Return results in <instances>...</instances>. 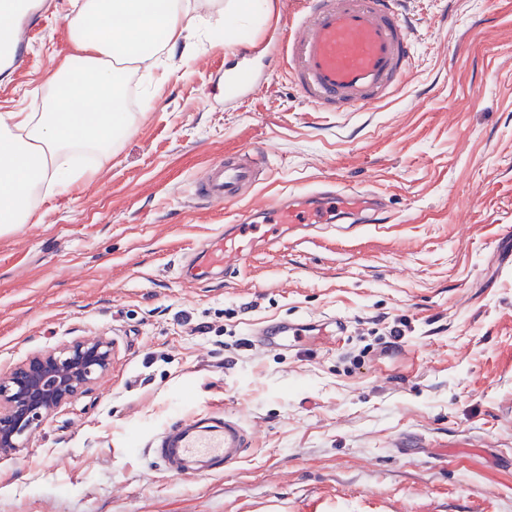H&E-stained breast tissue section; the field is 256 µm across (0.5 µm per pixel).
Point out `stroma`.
<instances>
[{
    "mask_svg": "<svg viewBox=\"0 0 512 512\" xmlns=\"http://www.w3.org/2000/svg\"><path fill=\"white\" fill-rule=\"evenodd\" d=\"M46 2L0 112L40 106L74 51L75 0ZM294 8L242 34L256 68ZM404 12L411 70L366 112L319 111L280 72L225 102L238 47L207 40L153 98L133 79L111 161L0 235V369L112 342L108 374L0 457V512H512V0ZM256 147L268 167L244 198H195L204 166ZM322 186L373 190L390 223L317 224L232 276L182 278L209 235ZM331 317L336 347L254 343L268 321ZM224 409L255 430L238 467L175 478L149 459L174 418Z\"/></svg>",
    "mask_w": 512,
    "mask_h": 512,
    "instance_id": "obj_1",
    "label": "stroma"
}]
</instances>
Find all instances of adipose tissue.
Instances as JSON below:
<instances>
[{
    "instance_id": "ef3b65f1",
    "label": "adipose tissue",
    "mask_w": 512,
    "mask_h": 512,
    "mask_svg": "<svg viewBox=\"0 0 512 512\" xmlns=\"http://www.w3.org/2000/svg\"><path fill=\"white\" fill-rule=\"evenodd\" d=\"M272 0H228L210 14L197 0H76L67 25L75 52L50 71L34 112H0V234L33 221L38 201L94 177L133 129L123 83L170 77L162 60L191 56L199 32L237 42L253 18L269 19Z\"/></svg>"
}]
</instances>
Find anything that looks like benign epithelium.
<instances>
[{
    "instance_id": "obj_1",
    "label": "benign epithelium",
    "mask_w": 512,
    "mask_h": 512,
    "mask_svg": "<svg viewBox=\"0 0 512 512\" xmlns=\"http://www.w3.org/2000/svg\"><path fill=\"white\" fill-rule=\"evenodd\" d=\"M111 363L112 343L90 336L0 371V454L28 447L45 421L95 384Z\"/></svg>"
}]
</instances>
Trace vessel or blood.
<instances>
[{
    "label": "vessel or blood",
    "instance_id": "vessel-or-blood-1",
    "mask_svg": "<svg viewBox=\"0 0 512 512\" xmlns=\"http://www.w3.org/2000/svg\"><path fill=\"white\" fill-rule=\"evenodd\" d=\"M256 50L243 45L241 65L224 75V98L251 95L264 81L251 62ZM271 58L283 59L290 81L309 104L326 112H364L394 97L414 60L403 0H298L287 23L275 33ZM265 156L248 150L208 164L195 178L193 192L206 205L238 201L262 177ZM268 234L280 240L288 231L310 224H330L339 215L382 223V207L371 191L321 190L315 197L297 196L263 208ZM252 225L208 237L194 254L185 276L210 279L215 271L231 272L256 250ZM314 321L274 322L259 332L265 349L292 348L312 332ZM253 429L239 414L210 411L168 424L153 440L151 457L166 471L185 477L233 469L252 446Z\"/></svg>",
    "mask_w": 512,
    "mask_h": 512
}]
</instances>
